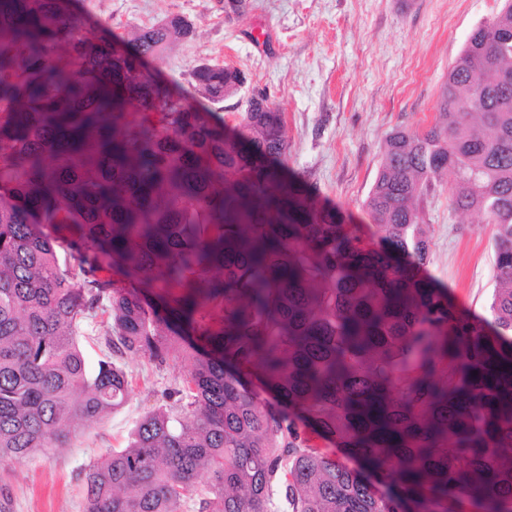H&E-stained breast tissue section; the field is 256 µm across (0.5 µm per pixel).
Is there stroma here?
<instances>
[{
  "instance_id": "1",
  "label": "stroma",
  "mask_w": 512,
  "mask_h": 512,
  "mask_svg": "<svg viewBox=\"0 0 512 512\" xmlns=\"http://www.w3.org/2000/svg\"><path fill=\"white\" fill-rule=\"evenodd\" d=\"M243 16H227L224 0H76L91 24L132 37L166 16L191 21L194 32L154 63L175 91L189 87L201 62H222L245 78L225 100L235 127L247 99L263 92L283 114L287 179L345 224L366 227L362 204L376 178L385 140L402 129L433 124L448 70L467 35L491 18L501 0H247ZM445 175L420 216L428 236L423 273L447 289L457 310L484 318L495 290L492 225L481 214L448 206ZM128 401L68 448L21 464H0V512H84L82 469L107 450L126 446L147 411L164 404L185 363L172 353L155 366L129 355Z\"/></svg>"
}]
</instances>
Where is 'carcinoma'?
Returning a JSON list of instances; mask_svg holds the SVG:
<instances>
[{
  "label": "carcinoma",
  "instance_id": "cac0c4a2",
  "mask_svg": "<svg viewBox=\"0 0 512 512\" xmlns=\"http://www.w3.org/2000/svg\"><path fill=\"white\" fill-rule=\"evenodd\" d=\"M71 15L0 0V463L67 447L127 402L120 359L177 345L168 402L83 469L84 512H512V0L468 35L437 122L386 140L373 238L269 166L286 141L264 95L228 136L233 72L201 63L173 94L148 69L183 17L126 38ZM447 172L450 208L494 226L482 321L421 274L419 206ZM118 262L164 311L112 287ZM99 320V318L97 320H88L83 328L84 334L80 336V342L90 369H94L97 366L101 355L97 346L98 324L95 322Z\"/></svg>",
  "mask_w": 512,
  "mask_h": 512
}]
</instances>
